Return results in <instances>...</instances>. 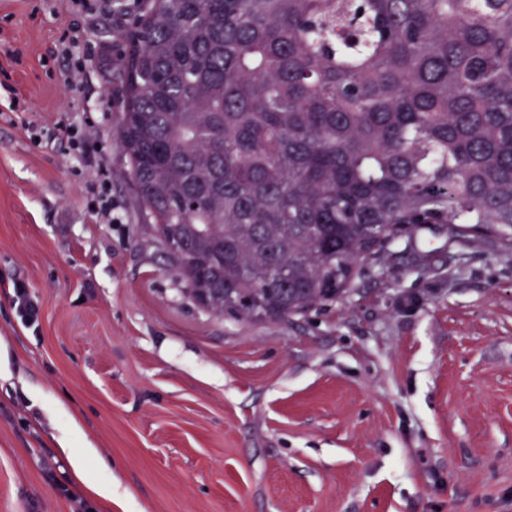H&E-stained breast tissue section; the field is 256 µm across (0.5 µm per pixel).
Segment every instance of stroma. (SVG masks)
Masks as SVG:
<instances>
[{"mask_svg": "<svg viewBox=\"0 0 512 512\" xmlns=\"http://www.w3.org/2000/svg\"><path fill=\"white\" fill-rule=\"evenodd\" d=\"M112 4L0 0V512H73L65 436L112 485L98 512H512V255L431 224L346 302L211 316L128 176L148 0Z\"/></svg>", "mask_w": 512, "mask_h": 512, "instance_id": "1", "label": "stroma"}]
</instances>
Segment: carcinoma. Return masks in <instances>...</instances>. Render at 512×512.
Returning a JSON list of instances; mask_svg holds the SVG:
<instances>
[{
	"label": "carcinoma",
	"mask_w": 512,
	"mask_h": 512,
	"mask_svg": "<svg viewBox=\"0 0 512 512\" xmlns=\"http://www.w3.org/2000/svg\"><path fill=\"white\" fill-rule=\"evenodd\" d=\"M118 129L204 310L343 301L428 224L512 249V0H151Z\"/></svg>",
	"instance_id": "carcinoma-1"
}]
</instances>
